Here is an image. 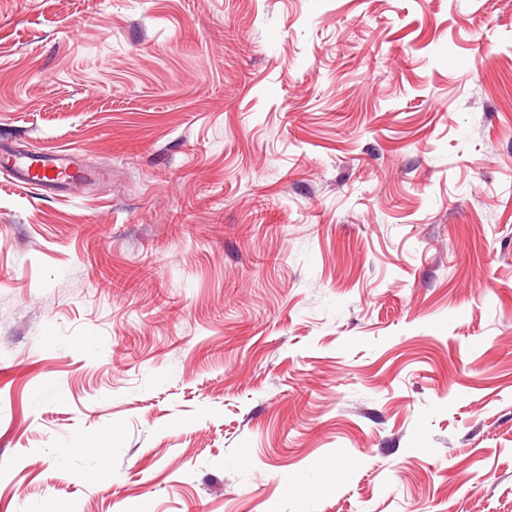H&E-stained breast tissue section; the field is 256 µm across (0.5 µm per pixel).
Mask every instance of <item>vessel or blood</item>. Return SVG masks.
I'll return each mask as SVG.
<instances>
[{
  "label": "vessel or blood",
  "instance_id": "vessel-or-blood-1",
  "mask_svg": "<svg viewBox=\"0 0 512 512\" xmlns=\"http://www.w3.org/2000/svg\"><path fill=\"white\" fill-rule=\"evenodd\" d=\"M0 168L8 170L15 179L25 184L51 188L86 185L98 178L94 172H78L75 159L68 154L50 160L37 154H6L0 156Z\"/></svg>",
  "mask_w": 512,
  "mask_h": 512
}]
</instances>
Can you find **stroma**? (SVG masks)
Instances as JSON below:
<instances>
[{"mask_svg": "<svg viewBox=\"0 0 512 512\" xmlns=\"http://www.w3.org/2000/svg\"><path fill=\"white\" fill-rule=\"evenodd\" d=\"M2 147L0 512H512V0H0ZM77 163L69 154L45 159L37 154H6L0 158V167L12 173L15 179L26 185L46 184L49 188L89 184L103 173L77 171ZM78 175H76V174Z\"/></svg>", "mask_w": 512, "mask_h": 512, "instance_id": "1", "label": "stroma"}]
</instances>
